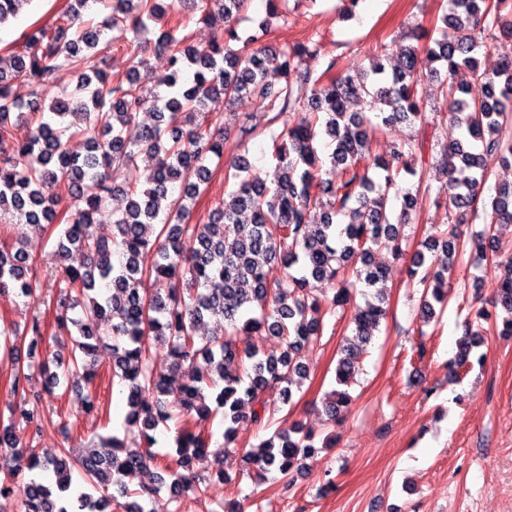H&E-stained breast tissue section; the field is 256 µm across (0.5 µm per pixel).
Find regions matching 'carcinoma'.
Returning a JSON list of instances; mask_svg holds the SVG:
<instances>
[{"mask_svg":"<svg viewBox=\"0 0 512 512\" xmlns=\"http://www.w3.org/2000/svg\"><path fill=\"white\" fill-rule=\"evenodd\" d=\"M29 2L0 0V26ZM247 2L192 0V12L181 13L177 0H65L51 21L22 34L21 46L0 53V217L40 231L56 226L58 255L81 256L55 281L53 327L76 339L68 358L38 364L45 392L59 398L94 383L97 354L109 351L112 378L127 388L125 423L142 441L132 448L116 435L101 436L76 454L63 447L50 457L18 445V423L33 440L52 429L66 441L72 424L27 408L29 374L17 351L25 345L31 356L47 342L45 315L33 311L22 329L0 325V351L15 359L12 399L0 410L9 474L27 468L54 477L32 481L15 512H112L114 505L150 512L151 498L165 486L174 512H183V498L207 490V479L192 468L210 448L206 424L221 416V454L234 444L240 421L270 427L277 407L267 392L277 389L282 403L293 404V388L310 375L304 352L341 322L359 293L364 305L340 348L336 388L323 400L327 420L343 419L360 351L389 314L388 271L376 262L375 247L385 243L402 257L404 229L430 200L453 206L457 217L422 242L408 269L407 287L420 294L424 320L436 315L434 304L448 302L467 246L507 267L495 280L494 311L468 308L449 368L470 364L482 323L512 336V249L501 242L502 228L512 226V182L496 179L497 170L512 169V58L493 72L479 64L487 36L512 38V0H444L439 37L426 44L433 64L426 75L414 45L390 68L384 45L355 74L337 72L334 60L310 68L306 61L320 57L312 38L272 48L261 35H238L235 23ZM207 5L224 15V28L200 48L194 12ZM166 15L172 25L156 43L170 69L164 92L149 87L150 63L137 53L124 71L107 69L100 42L119 49L127 34ZM271 71L282 80L275 92ZM66 74L77 77L75 90L61 85L60 96L43 105V87ZM429 78L443 97L433 111L448 112L458 137L442 146L439 160L426 152L423 134L382 155L392 128L426 124L422 87ZM17 81L31 88L26 102L14 96ZM242 97L276 113L266 127L271 171L254 179L247 154H235L224 170V198L212 204L206 223L191 224L212 175L208 162L223 158L226 145L227 113L210 104L222 98L228 109ZM284 113L290 124L278 129ZM130 126L137 128L133 138L124 136ZM74 137L85 138V154L69 150ZM140 158L153 172L144 185L131 177ZM403 172L415 182L403 190L396 214L390 189ZM65 195L71 202L63 209ZM106 208L109 238L96 233ZM476 220L484 229L465 239L459 224ZM275 264L282 275L272 279ZM37 279L24 242H1L0 292L11 288L29 298ZM319 283L331 294L317 295ZM212 317L224 320V335L206 333ZM255 335L276 337L284 347L267 354L251 342ZM160 427L175 429L173 467L157 465L151 452ZM314 438L300 421L275 430L243 454L246 477L257 486L274 474L293 480L314 452ZM74 469L82 489L72 487Z\"/></svg>","mask_w":512,"mask_h":512,"instance_id":"cac0c4a2","label":"carcinoma"}]
</instances>
